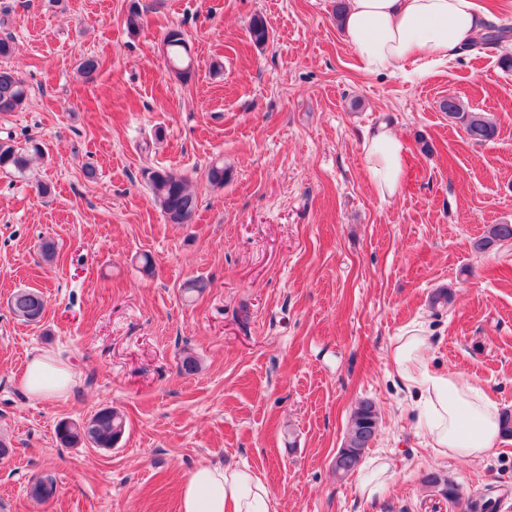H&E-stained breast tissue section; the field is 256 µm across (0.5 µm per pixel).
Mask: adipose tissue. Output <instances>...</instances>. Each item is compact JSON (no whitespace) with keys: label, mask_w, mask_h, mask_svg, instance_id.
<instances>
[{"label":"adipose tissue","mask_w":512,"mask_h":512,"mask_svg":"<svg viewBox=\"0 0 512 512\" xmlns=\"http://www.w3.org/2000/svg\"><path fill=\"white\" fill-rule=\"evenodd\" d=\"M487 24L478 0H347L342 29L361 68L391 72L419 59L439 64L459 54ZM362 148L370 182L383 197L396 195L407 170L405 144L387 125L369 131ZM390 363L420 411L435 458H477L500 437V407L475 382L434 367L426 326L408 324L390 347ZM69 368L48 356L26 365L21 384L33 397L62 394ZM179 512H271L265 481L246 468L208 464L183 482Z\"/></svg>","instance_id":"adipose-tissue-1"}]
</instances>
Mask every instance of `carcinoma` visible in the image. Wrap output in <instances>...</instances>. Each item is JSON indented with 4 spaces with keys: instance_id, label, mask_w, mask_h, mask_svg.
Instances as JSON below:
<instances>
[{
    "instance_id": "obj_1",
    "label": "carcinoma",
    "mask_w": 512,
    "mask_h": 512,
    "mask_svg": "<svg viewBox=\"0 0 512 512\" xmlns=\"http://www.w3.org/2000/svg\"><path fill=\"white\" fill-rule=\"evenodd\" d=\"M249 35L257 45L268 41L269 31L261 17H255L250 23ZM512 37V28L490 25L471 44L464 47L466 51L498 46ZM164 41L168 43L166 66L179 78L189 74L191 59L182 31L172 28L166 31ZM30 98V88L25 79L9 67L0 65V113L21 110ZM443 110L448 117L459 121L468 138L482 144L495 138L497 127L482 112H466L458 100L450 98L444 101ZM43 156L38 143L27 148L15 144L12 137L0 139V172L24 175L32 162ZM145 177L155 203L161 209L166 220L172 224H188L198 208V196L187 179L178 172L162 168L147 169ZM512 238V224H492L486 232L476 238L472 248L477 253H486ZM12 314L26 323H35L42 319L46 306V296L34 289H19L8 300ZM378 425L376 404L370 399H362L350 418L345 446L338 451L341 455L342 469L336 475L343 479L352 474L369 448V439L359 437L367 431L373 432ZM125 432L124 415L112 407H102L87 420L78 423L68 420L60 421L56 426V436L60 444L67 447L90 446L110 449L118 443ZM55 485L50 477L37 479L29 487V494L37 500H47L53 496Z\"/></svg>"
}]
</instances>
